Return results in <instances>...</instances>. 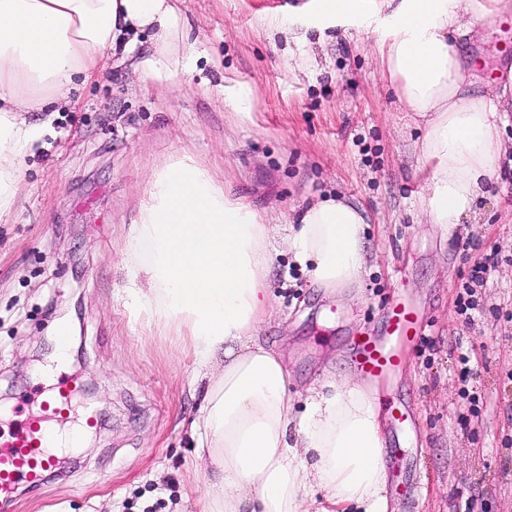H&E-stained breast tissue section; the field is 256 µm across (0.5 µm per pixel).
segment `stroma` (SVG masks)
I'll return each instance as SVG.
<instances>
[{
	"mask_svg": "<svg viewBox=\"0 0 512 512\" xmlns=\"http://www.w3.org/2000/svg\"><path fill=\"white\" fill-rule=\"evenodd\" d=\"M316 5L176 0L189 70L159 86L107 54L100 79L76 90L77 108L28 113L48 126L20 158L16 202L0 215V424L39 408L62 323L64 372L98 424L5 512H199L187 496L204 396L192 357L174 333L145 335L123 302V241L149 175L178 152L277 226L258 334L283 351L289 394L354 374L351 337L383 329L393 299L420 308L423 335L381 395L408 413L385 427L390 512H512V179L450 233L421 223L422 129L381 80L375 52L387 15L322 19ZM271 14L298 16L294 33L265 28ZM469 49L486 78L512 65V10L478 28ZM242 87L252 96L240 114L226 102ZM336 195L370 221L368 265L350 297L314 287L286 242L308 204ZM487 255L494 267L462 311L468 271Z\"/></svg>",
	"mask_w": 512,
	"mask_h": 512,
	"instance_id": "stroma-1",
	"label": "stroma"
}]
</instances>
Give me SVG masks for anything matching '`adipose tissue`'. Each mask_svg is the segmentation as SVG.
Here are the masks:
<instances>
[{
	"mask_svg": "<svg viewBox=\"0 0 512 512\" xmlns=\"http://www.w3.org/2000/svg\"><path fill=\"white\" fill-rule=\"evenodd\" d=\"M507 0H318L322 15L389 8L377 52L381 77L421 119L428 169L426 223L455 228L495 184L504 96L481 83L464 39ZM153 51L134 64L164 83L188 69L186 26L173 0H0V214L16 199L17 162L43 135L30 112L75 107L74 81L101 74L105 51L128 56L140 35ZM367 218L341 198L311 202L288 227V250L320 288L360 281ZM272 226L187 155L155 169L123 245L125 306L145 328L180 336L204 405L190 431L205 463L203 512H389L384 421L371 385L355 377L310 388L302 412L288 396L282 353L257 336L272 293Z\"/></svg>",
	"mask_w": 512,
	"mask_h": 512,
	"instance_id": "ef3b65f1",
	"label": "adipose tissue"
}]
</instances>
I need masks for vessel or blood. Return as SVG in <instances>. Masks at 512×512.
<instances>
[{
	"label": "vessel or blood",
	"instance_id": "obj_1",
	"mask_svg": "<svg viewBox=\"0 0 512 512\" xmlns=\"http://www.w3.org/2000/svg\"><path fill=\"white\" fill-rule=\"evenodd\" d=\"M419 323V314L409 302H391L385 332H365L354 338L350 353L354 368L369 378L387 379L403 367V346L420 337ZM45 382L48 397L39 412L28 416L13 432L0 433L1 502L11 500L19 484L38 486L55 461L56 428L70 417L75 386L57 368L47 374Z\"/></svg>",
	"mask_w": 512,
	"mask_h": 512
}]
</instances>
